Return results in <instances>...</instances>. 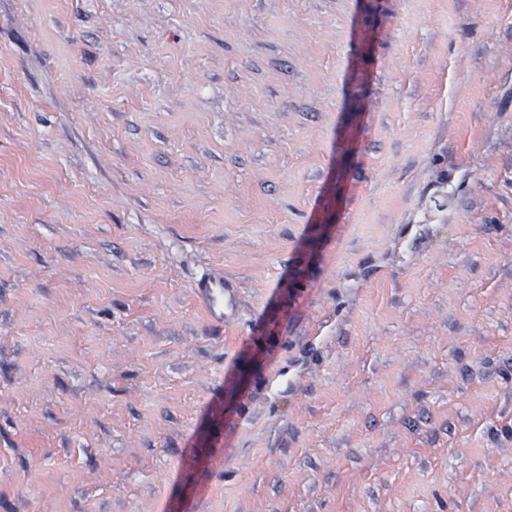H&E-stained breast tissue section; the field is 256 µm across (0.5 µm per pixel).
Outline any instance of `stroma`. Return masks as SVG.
Instances as JSON below:
<instances>
[{
  "label": "stroma",
  "mask_w": 512,
  "mask_h": 512,
  "mask_svg": "<svg viewBox=\"0 0 512 512\" xmlns=\"http://www.w3.org/2000/svg\"><path fill=\"white\" fill-rule=\"evenodd\" d=\"M0 512H512V0H0ZM198 292L207 306L211 318L223 324L233 318L237 311L236 288L224 276L205 278L197 284Z\"/></svg>",
  "instance_id": "stroma-1"
}]
</instances>
